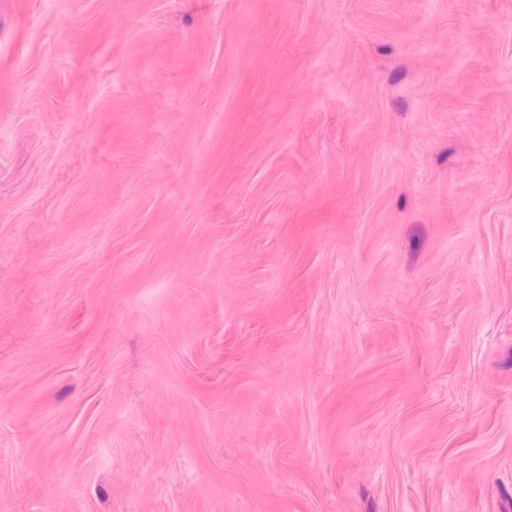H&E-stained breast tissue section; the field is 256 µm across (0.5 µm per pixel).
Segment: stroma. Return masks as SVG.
<instances>
[{
  "label": "stroma",
  "instance_id": "35a3bbf8",
  "mask_svg": "<svg viewBox=\"0 0 512 512\" xmlns=\"http://www.w3.org/2000/svg\"><path fill=\"white\" fill-rule=\"evenodd\" d=\"M0 512H512V0H0Z\"/></svg>",
  "mask_w": 512,
  "mask_h": 512
}]
</instances>
